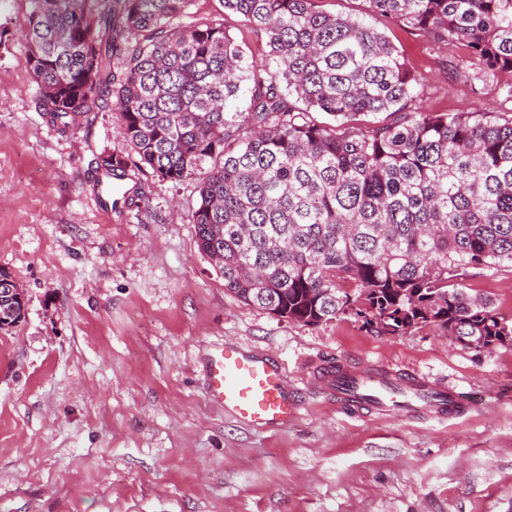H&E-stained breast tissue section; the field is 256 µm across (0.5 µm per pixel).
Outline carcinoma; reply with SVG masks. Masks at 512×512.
<instances>
[{"label": "carcinoma", "instance_id": "carcinoma-1", "mask_svg": "<svg viewBox=\"0 0 512 512\" xmlns=\"http://www.w3.org/2000/svg\"><path fill=\"white\" fill-rule=\"evenodd\" d=\"M87 2L31 0L44 115L66 128L113 100L136 170L196 181L197 246L220 256L228 292L306 325L349 315L388 334L433 324L476 351L512 345V314L465 288L512 265V117L422 111L389 37L316 0H222L264 36L272 68L247 63L219 21L175 25L193 0H109L96 14ZM369 3L459 43L484 75L512 71V0ZM381 113L399 118L355 125ZM94 173L122 181L128 163L103 155ZM24 318L0 300V329Z\"/></svg>", "mask_w": 512, "mask_h": 512}]
</instances>
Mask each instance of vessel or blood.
I'll use <instances>...</instances> for the list:
<instances>
[{"instance_id":"b4317fda","label":"vessel or blood","mask_w":512,"mask_h":512,"mask_svg":"<svg viewBox=\"0 0 512 512\" xmlns=\"http://www.w3.org/2000/svg\"><path fill=\"white\" fill-rule=\"evenodd\" d=\"M206 377L210 399L236 419L275 427L296 414L281 367L264 356L230 344L216 346L207 361ZM325 379L345 405L383 412L403 406L413 413L445 418L475 403L473 397L448 393L422 379L343 372L332 366L326 368Z\"/></svg>"}]
</instances>
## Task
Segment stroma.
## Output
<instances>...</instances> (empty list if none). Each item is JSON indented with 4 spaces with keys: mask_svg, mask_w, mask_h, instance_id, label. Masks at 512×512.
I'll return each mask as SVG.
<instances>
[{
    "mask_svg": "<svg viewBox=\"0 0 512 512\" xmlns=\"http://www.w3.org/2000/svg\"><path fill=\"white\" fill-rule=\"evenodd\" d=\"M323 11L385 31L421 75L428 112L512 116V73L480 80L435 44L373 14L368 0ZM29 0H0V271L27 299L0 330V512H512V347L481 352L429 325L390 335L341 316L315 326L248 306L197 248L195 181L145 170L98 205L89 162L138 156L121 115L93 105L59 129L44 116L23 38ZM223 22L248 60L264 37L221 0L181 22ZM471 294L512 312V267L470 277ZM235 344L284 369L298 408L255 428L208 395L212 345ZM418 375L477 405L447 419L341 404L321 373Z\"/></svg>",
    "mask_w": 512,
    "mask_h": 512,
    "instance_id": "obj_1",
    "label": "stroma"
}]
</instances>
